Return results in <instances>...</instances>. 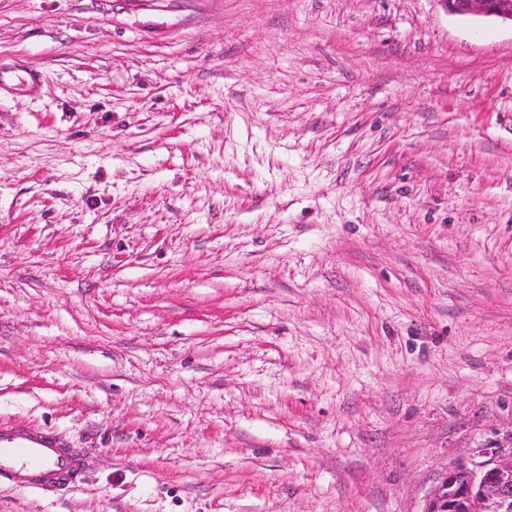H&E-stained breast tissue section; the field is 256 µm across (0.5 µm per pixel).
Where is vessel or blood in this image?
Returning <instances> with one entry per match:
<instances>
[{
  "label": "vessel or blood",
  "instance_id": "obj_1",
  "mask_svg": "<svg viewBox=\"0 0 512 512\" xmlns=\"http://www.w3.org/2000/svg\"><path fill=\"white\" fill-rule=\"evenodd\" d=\"M80 470L68 441L49 430L0 422V480L21 489H48Z\"/></svg>",
  "mask_w": 512,
  "mask_h": 512
}]
</instances>
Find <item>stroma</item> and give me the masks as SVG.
Here are the masks:
<instances>
[{"instance_id": "obj_1", "label": "stroma", "mask_w": 512, "mask_h": 512, "mask_svg": "<svg viewBox=\"0 0 512 512\" xmlns=\"http://www.w3.org/2000/svg\"><path fill=\"white\" fill-rule=\"evenodd\" d=\"M8 420L82 478L0 512H423L511 444L512 25L0 0Z\"/></svg>"}]
</instances>
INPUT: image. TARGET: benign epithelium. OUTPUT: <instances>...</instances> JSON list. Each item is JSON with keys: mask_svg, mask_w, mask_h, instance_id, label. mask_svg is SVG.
Wrapping results in <instances>:
<instances>
[{"mask_svg": "<svg viewBox=\"0 0 512 512\" xmlns=\"http://www.w3.org/2000/svg\"><path fill=\"white\" fill-rule=\"evenodd\" d=\"M453 15L512 23V0H436ZM423 512H512V443L448 466L427 495Z\"/></svg>", "mask_w": 512, "mask_h": 512, "instance_id": "obj_1", "label": "benign epithelium"}]
</instances>
